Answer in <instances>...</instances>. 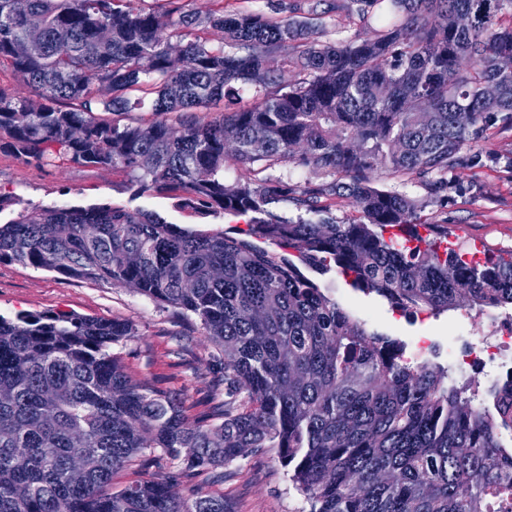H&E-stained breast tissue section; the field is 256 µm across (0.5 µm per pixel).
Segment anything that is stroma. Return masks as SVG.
<instances>
[{"instance_id":"1","label":"stroma","mask_w":512,"mask_h":512,"mask_svg":"<svg viewBox=\"0 0 512 512\" xmlns=\"http://www.w3.org/2000/svg\"><path fill=\"white\" fill-rule=\"evenodd\" d=\"M293 0H132L133 7L181 8L207 13L219 8L269 13L290 6ZM482 154L501 156L487 164L449 172V185L431 193L429 180L416 175H381L380 188L408 195L422 204V220L447 225L466 249L481 246L494 252L512 251V130L489 133L475 143ZM0 194L15 209L58 204L88 206L110 204L158 214L167 222L202 230H231L244 226L242 216L201 215L177 206L174 196L148 192L134 195L126 174L120 171L65 162L54 167L28 165L8 151H0ZM320 284L367 327L411 341L419 336L436 339L447 334L470 335L474 313L446 312L410 321L393 311L380 297L353 291L337 273ZM67 311L80 316L124 319L137 334L113 346L112 351L135 379L151 381L161 390L183 395L188 418L210 412L218 385L211 367L214 345L195 322L178 310L161 306L134 289L102 282L67 280L60 275L18 263H0V315L19 312ZM224 495L236 512H309V504L284 468L276 449L240 460L226 468L223 480L203 474L177 485L180 495L190 490Z\"/></svg>"}]
</instances>
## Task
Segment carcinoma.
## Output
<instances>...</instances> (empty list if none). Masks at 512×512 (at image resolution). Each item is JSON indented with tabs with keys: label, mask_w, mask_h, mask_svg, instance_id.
<instances>
[{
	"label": "carcinoma",
	"mask_w": 512,
	"mask_h": 512,
	"mask_svg": "<svg viewBox=\"0 0 512 512\" xmlns=\"http://www.w3.org/2000/svg\"><path fill=\"white\" fill-rule=\"evenodd\" d=\"M366 36L329 38L303 19L222 9L159 12L129 0H0V62L35 87L0 95V150L27 164L123 171L138 192L249 221L231 236L108 204L22 210L0 223V263L127 286L199 320L224 371L219 422L188 419L177 396L133 381L112 346L122 319L67 312L0 315V512H235L222 495L179 496L181 470L220 468L278 449L310 512H512V380L486 389L365 324L311 277L332 271L412 319L512 307V252L448 246V225L375 185L379 174L434 175L482 163L472 144L512 129V0H351ZM472 17L467 29L453 19ZM223 33L217 43L199 32ZM178 42H172V38ZM286 83L267 60L284 43ZM457 72L448 84V71ZM494 84L496 100L483 97ZM252 101L210 118L240 89ZM151 98L163 120L123 123ZM203 116H198V113ZM232 128L238 148H224ZM293 161L333 181L301 190L350 200L347 222H293L267 205L288 185L224 181L233 162L261 173ZM193 448L191 457L182 453ZM26 457V466L14 464ZM89 461L74 484L67 466ZM155 474L112 490L133 466Z\"/></svg>",
	"instance_id": "obj_1"
}]
</instances>
